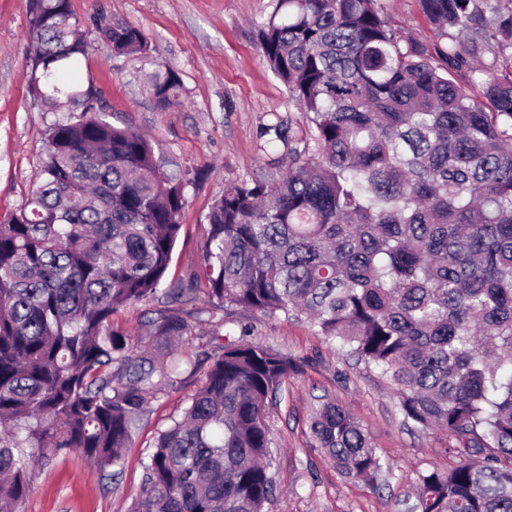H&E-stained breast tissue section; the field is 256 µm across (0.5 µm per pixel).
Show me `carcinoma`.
<instances>
[{
	"instance_id": "carcinoma-1",
	"label": "carcinoma",
	"mask_w": 512,
	"mask_h": 512,
	"mask_svg": "<svg viewBox=\"0 0 512 512\" xmlns=\"http://www.w3.org/2000/svg\"><path fill=\"white\" fill-rule=\"evenodd\" d=\"M419 4L428 41L401 35L386 0H275L262 58L308 134L286 172L224 187L199 270L163 292L304 318L377 370L403 424L448 459L417 476L405 512H512V0ZM99 33L115 57L151 52L129 22ZM26 38L29 93L63 116L0 224V512L26 498L31 457L121 465L183 368L201 384L158 433L133 512H265L270 409L305 361L180 308L144 336L112 322L166 283L190 173L112 124L93 80L72 82L88 43L70 0H30ZM149 84L162 108L181 95L171 68ZM308 429L344 478L389 471L334 399L312 398Z\"/></svg>"
}]
</instances>
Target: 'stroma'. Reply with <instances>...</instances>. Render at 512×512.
Segmentation results:
<instances>
[{"mask_svg":"<svg viewBox=\"0 0 512 512\" xmlns=\"http://www.w3.org/2000/svg\"><path fill=\"white\" fill-rule=\"evenodd\" d=\"M89 43L75 72L94 80L114 125L147 134L165 169L188 171L187 205L170 267V281L189 279L201 261L205 216L225 185L278 174L288 149L270 144L266 129L289 121L302 137L300 115L282 82L264 63L257 25L273 0H71ZM29 0H0V224L25 201L43 153L42 134L52 119L28 92L25 37ZM139 26L151 56L113 57L98 36V20ZM173 68L183 91L178 105L156 103L148 75ZM255 339L310 361L290 378L271 412L270 472L277 485L267 512H400V499L416 473L444 467L433 435L407 429L395 400L363 365L316 336L308 322L242 311ZM200 378L184 374L177 387L152 401L138 425L133 447L114 478L102 476L78 452L65 449L50 465L36 467L22 512H131L155 436L185 405ZM346 405L378 453L391 466L380 489L343 478L311 448L307 408L312 396Z\"/></svg>","mask_w":512,"mask_h":512,"instance_id":"stroma-1","label":"stroma"}]
</instances>
